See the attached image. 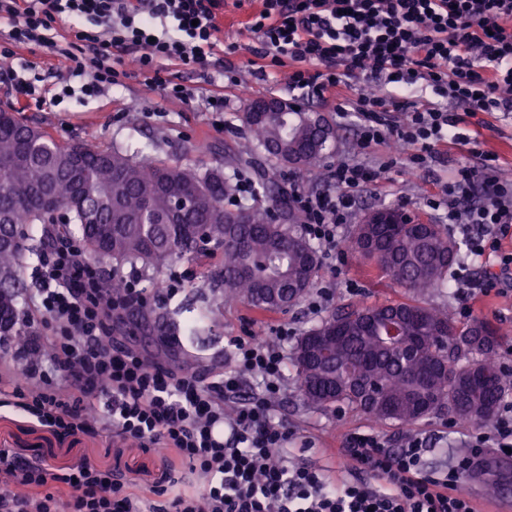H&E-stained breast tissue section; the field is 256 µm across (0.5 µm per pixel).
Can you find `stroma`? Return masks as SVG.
<instances>
[{
    "label": "stroma",
    "instance_id": "stroma-1",
    "mask_svg": "<svg viewBox=\"0 0 512 512\" xmlns=\"http://www.w3.org/2000/svg\"><path fill=\"white\" fill-rule=\"evenodd\" d=\"M241 12L229 8L224 13L222 37L237 43L236 53L216 51L213 60L217 65L238 70L241 87L225 89L224 112L215 115L207 112L203 100L210 88L207 80L196 72L170 65L176 82L194 93V101L185 104L164 98L144 76L136 75L125 84L105 90L91 99L73 97L56 107L41 111L24 110L23 118L37 122L61 142L92 140L103 146L145 147L160 159L170 162L192 163L198 158L196 146H220L217 154L207 155L213 166L224 163L225 153L244 155L251 149V135L242 120L248 98L278 97L288 99L287 73L278 79H256L248 65L253 39L241 32ZM304 111L321 114L331 122L336 139L327 152L318 173L303 169L291 170L281 177L282 187L298 185L309 192L330 189V171L336 163L356 158L373 168L376 177L355 197V204L345 235H352L355 224L368 212L380 208H401L416 214L422 221L447 224L448 211L428 207L427 202L439 198L442 190L452 180L462 165L467 164L465 151L450 147L441 161L431 167L413 171L407 156H393L386 145H363L360 126L356 117L337 120L331 107L317 103H303ZM483 147L496 157L502 175L512 179V117L491 118L483 128ZM338 265L339 276H332L327 267H320L315 288L329 289L332 298L327 310H334L349 301L368 305L388 299L403 297V288L378 275H367L362 264L349 251H342ZM215 260L192 263L184 259L173 260L162 271L156 272L141 266L121 265L123 275L138 278L141 287L153 288L157 283H168L172 293H161L170 309L184 306L209 318L210 333L189 337L179 335L181 353L170 351V337L159 333L148 323H140L135 333V343L150 360L181 372H199L212 375L222 372L229 365L227 339L244 336L253 331L277 335L280 327L292 328L295 335H302L319 323L318 315L310 313L307 303H300L288 312L258 315L246 304L227 298L223 288L213 279ZM428 304H445L457 322H464L461 310L471 307L473 317L495 325L512 328V291L487 298L468 294L466 288L451 283L447 296L428 295ZM287 388L277 406V415L288 425L298 427L293 448H302L305 440H313L315 450L304 453L306 463L329 469H342V462L327 456L330 448L339 447L342 438L350 432L377 433L390 439L392 446H399L406 430L400 425L378 423L368 416L347 407L321 408L304 402L299 394L298 376L293 365H286ZM475 423L450 422L431 418L414 425V432L426 437L431 450L425 456V466L430 471H443L448 466L449 449L460 448L465 435L475 430ZM0 448L11 449L21 459L45 458L59 470H66L74 461L86 458L100 468L120 472H135L145 482L162 480L166 465L153 449L129 446L100 438L92 432L61 433L42 425L20 408H0Z\"/></svg>",
    "mask_w": 512,
    "mask_h": 512
}]
</instances>
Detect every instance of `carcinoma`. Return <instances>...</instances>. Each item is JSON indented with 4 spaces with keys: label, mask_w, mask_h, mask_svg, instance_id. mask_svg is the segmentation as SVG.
Returning a JSON list of instances; mask_svg holds the SVG:
<instances>
[{
    "label": "carcinoma",
    "mask_w": 512,
    "mask_h": 512,
    "mask_svg": "<svg viewBox=\"0 0 512 512\" xmlns=\"http://www.w3.org/2000/svg\"><path fill=\"white\" fill-rule=\"evenodd\" d=\"M252 151L275 169L316 170L334 138L328 125L309 123L303 112L273 121H245ZM256 193L273 196L277 216L267 208L224 200L234 186L224 172L202 161L168 163L92 141L61 143L45 129L14 118L0 129V334L24 347L17 300L27 257L42 243L29 241V224L54 223L53 211L32 204L40 193L69 212V223L86 249L118 265L140 264L160 271L172 260H197L210 249L224 250L217 280L224 295L272 313L298 304L310 291L319 261L296 230L297 217L276 182L258 173ZM180 196L179 212L170 199ZM352 252L411 297L374 305L349 302L304 332L292 352L301 396L320 407L346 405L381 423L414 425L425 418L488 422L512 392V372L500 351L512 332L475 319L459 326L448 307H431L421 297L445 290L460 245L441 224H368L360 221ZM148 315L161 331L176 328L167 306ZM333 362H323L319 345Z\"/></svg>",
    "instance_id": "obj_1"
}]
</instances>
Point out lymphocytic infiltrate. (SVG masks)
<instances>
[{
	"instance_id": "f902f5d3",
	"label": "lymphocytic infiltrate",
	"mask_w": 512,
	"mask_h": 512,
	"mask_svg": "<svg viewBox=\"0 0 512 512\" xmlns=\"http://www.w3.org/2000/svg\"><path fill=\"white\" fill-rule=\"evenodd\" d=\"M244 12V30L257 39L251 66L260 78L287 70L291 90L332 106L338 118L359 114L364 144L413 146V170L440 159L442 145L483 157L461 167L445 188L448 221L458 225L470 254L490 259L475 289L499 292L512 272V182L501 180L479 132L458 133L480 114H512V0H0V81L17 100L43 107L74 95L94 97L146 77L164 97L190 101L167 62L191 71L209 66L221 44L226 8ZM45 48L63 67L60 94L38 93L27 66L13 67L23 49ZM391 84L395 97L370 91L350 97V80ZM434 100H421L420 84ZM457 111H449V104ZM333 189L293 190L305 236L326 264L341 252L339 230L354 195L373 179L363 163L333 169ZM483 200L471 204L474 192ZM37 312L50 327L34 336L27 367L0 373V395L70 431L95 424L105 436L135 442L177 461L195 475L194 489L164 478L154 485L76 461L58 473L47 460H21L0 448V512H476L460 488L491 448H512V404L451 453L448 468L429 473L428 441L406 434L400 447L374 433L345 436L339 456L369 473L339 481L296 462L287 451L294 433L274 420L284 390L287 334L230 337L233 362L207 377L177 374L117 339L114 325L145 289L126 280L114 297L101 271L82 260L63 232L40 259Z\"/></svg>"
}]
</instances>
